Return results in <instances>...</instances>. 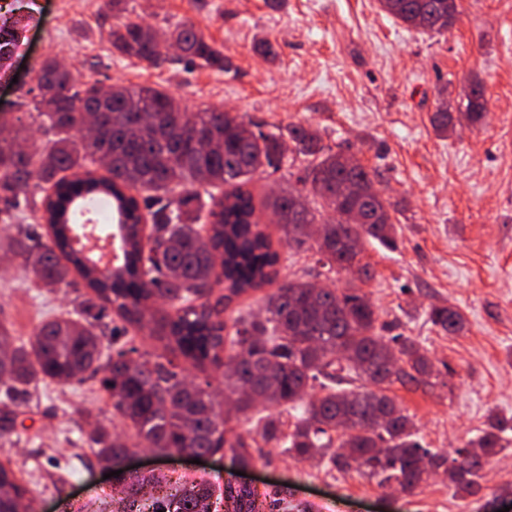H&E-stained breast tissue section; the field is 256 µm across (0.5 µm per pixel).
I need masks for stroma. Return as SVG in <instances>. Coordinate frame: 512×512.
Instances as JSON below:
<instances>
[{
	"mask_svg": "<svg viewBox=\"0 0 512 512\" xmlns=\"http://www.w3.org/2000/svg\"><path fill=\"white\" fill-rule=\"evenodd\" d=\"M105 0H25L17 16L24 37L0 75V110L30 122L19 105L39 64L54 57L103 84L151 85L183 109L233 111L270 132L301 123L319 130L324 145L354 154L381 176L394 204V246L366 242L362 260L372 277L360 289L388 336L413 338L431 359L427 383L389 388L414 421L424 447L452 454L485 428L489 415H512V0H458L451 30L431 35L406 28L382 12L378 0H126L112 15ZM135 22L164 32L188 24L230 62L229 71L171 61L158 67L113 53V24ZM271 41L275 60L255 46ZM480 80L485 118L461 122L448 136L431 117L440 106L463 111L465 89ZM303 159L278 172H259L246 187L267 220L271 192L296 187ZM72 287H36L13 257L0 253V319L27 337L44 317L73 310ZM450 305L465 318L454 335L431 325V306ZM97 380L46 383L19 416L26 436L9 449L26 474L35 512H97L106 478L81 440L75 408L100 425L125 426L98 391ZM263 462L248 473L273 512L302 504L309 512H483L512 489V450L493 457L482 490L460 496L436 475L414 494L394 493L356 471L299 462L261 445ZM139 473L176 479L231 476L219 458L189 463L138 450Z\"/></svg>",
	"mask_w": 512,
	"mask_h": 512,
	"instance_id": "obj_1",
	"label": "stroma"
}]
</instances>
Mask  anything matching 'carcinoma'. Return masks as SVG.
Returning a JSON list of instances; mask_svg holds the SVG:
<instances>
[{"mask_svg":"<svg viewBox=\"0 0 512 512\" xmlns=\"http://www.w3.org/2000/svg\"><path fill=\"white\" fill-rule=\"evenodd\" d=\"M379 0L381 8L406 27L440 34L459 15L457 0ZM112 51L159 67L168 61L158 32L138 23L113 26ZM168 40L177 43L189 63L228 70L226 57L191 26H177ZM22 41V28L0 13V65ZM37 94L27 106L36 113L46 139L20 125L0 134V202L22 223L4 241L30 280L41 288L71 285V275L86 293L78 308L42 321L25 340L13 324L0 320V450L20 439L15 409L37 382H82L103 373L100 389L113 412L134 430L139 443L165 454H219L234 467L253 466L256 441L285 448L299 460H327L338 469H356L381 488L411 494L430 474L443 471L448 482L470 496L481 489L488 459L503 450L512 417L492 416L455 457L421 444L414 424L396 399L385 392L395 381L423 383L432 363L407 336H383L372 305L352 285L342 291L316 289L304 279L280 284L263 298L261 316L238 306L240 298L273 283L282 253L268 226L256 216L250 177L288 162L285 145L309 159L299 181L301 191L281 190L268 208L281 216L278 227L290 244L310 248L316 263L364 282L371 278L361 263L362 240L395 245V207L372 192L378 173L354 157L322 144L317 129L289 124L275 132L243 134V122L218 108L185 112L170 93L150 85L115 84L109 97H93L98 81L76 85L71 71L53 59L34 72ZM464 116L478 123L485 110L480 82L470 85ZM102 109L98 128L80 134L84 114ZM104 156V173L87 167ZM233 190L217 198L212 190ZM209 203L201 202L200 190ZM88 196L111 206L123 244L120 266L101 270L73 246L72 215ZM208 207V222L200 212ZM41 213L48 230L43 239L23 224L25 211ZM309 224L321 226L311 239ZM222 292L216 303L210 298ZM141 333L169 353L117 348L100 362L104 342L116 328ZM435 327L455 334L464 327L455 308L435 305L428 312ZM224 378V402L242 426L217 411L209 387L175 371L173 360ZM303 403L291 432L268 413L269 406ZM83 443L104 466H116L133 446L121 435L94 425ZM335 451H330V448ZM350 448L351 459L342 449ZM116 495L100 512H211V499L224 512H263L256 489L231 481L217 486L203 477L179 483L165 475L118 477ZM30 491L12 460H0V512H32Z\"/></svg>","mask_w":512,"mask_h":512,"instance_id":"carcinoma-1","label":"carcinoma"}]
</instances>
